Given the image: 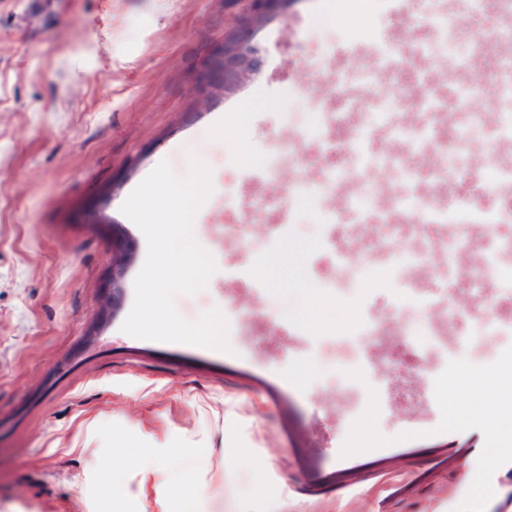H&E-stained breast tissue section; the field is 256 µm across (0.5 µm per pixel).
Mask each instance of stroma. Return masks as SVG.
Wrapping results in <instances>:
<instances>
[{
	"label": "stroma",
	"instance_id": "obj_1",
	"mask_svg": "<svg viewBox=\"0 0 512 512\" xmlns=\"http://www.w3.org/2000/svg\"><path fill=\"white\" fill-rule=\"evenodd\" d=\"M0 0V512H180L175 498L142 482L115 456L142 448L167 477L200 497L201 512H497L512 494V443L487 418L455 417L469 398L449 393L437 372L465 365L497 381L512 378V338L478 354L447 335V352L411 346L388 303L386 257L374 246L391 199H423L427 176L375 168L378 153L405 150L378 117L389 83L368 88L362 155L346 161L367 184H387L370 222L345 213L338 241L380 287L360 307L381 324L371 342L377 377L315 357L288 358L301 342L346 333L348 312L322 284L335 277L320 249L315 210L291 180L326 182L336 166L306 128L327 83L348 93L377 54L392 50L396 22L420 34L428 16L472 29L471 0H410L394 16L385 0H349L342 19L331 0H295L258 27L238 0ZM251 47L244 76L199 87L198 66L225 35ZM497 124L454 147L448 194L469 206L496 205L480 189L479 161ZM213 169L214 191L194 223L197 242L218 266L206 289L176 299L187 320L232 302L249 317L230 329L232 353L131 337L121 330L147 244L121 211L129 194L168 160L177 175L189 153ZM274 180L258 189L254 171ZM111 193H104L105 185ZM290 209L302 230L264 252L262 292L225 279L249 243ZM246 227L250 240L224 235ZM469 239L452 262L438 238H393L426 252L416 271L432 298L423 312L444 323L438 303L473 302L464 280L481 271L484 243L512 237L511 224H460ZM126 263L120 306L112 267ZM290 327L267 332V313Z\"/></svg>",
	"mask_w": 512,
	"mask_h": 512
}]
</instances>
